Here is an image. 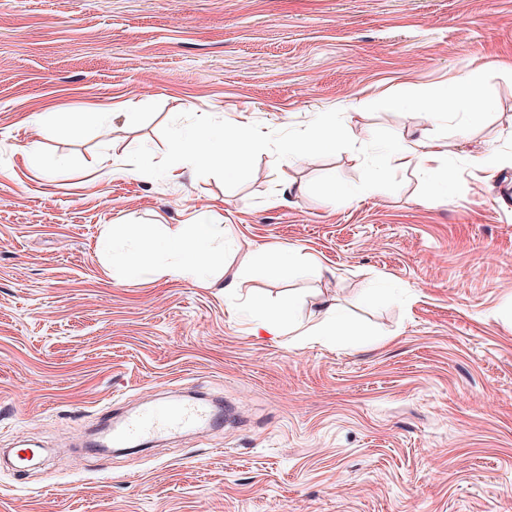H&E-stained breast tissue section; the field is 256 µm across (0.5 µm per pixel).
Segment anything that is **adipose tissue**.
<instances>
[{
    "instance_id": "adipose-tissue-1",
    "label": "adipose tissue",
    "mask_w": 512,
    "mask_h": 512,
    "mask_svg": "<svg viewBox=\"0 0 512 512\" xmlns=\"http://www.w3.org/2000/svg\"><path fill=\"white\" fill-rule=\"evenodd\" d=\"M487 71L472 68L452 84L409 98H393L389 107H408L427 114H453L468 110L471 120H479L495 107V99L486 81ZM440 155L437 144L423 140L396 142L380 150L379 163L394 162L403 167L431 170ZM224 248V227L214 215L201 212L191 224L160 225L158 231L146 235L133 225H107L99 238L98 251L105 262L136 280L144 276L187 279L200 270L205 259L217 257ZM358 336L368 344L380 343L379 333L355 329L336 305L321 304L318 322L307 332L310 342L333 344L337 340Z\"/></svg>"
}]
</instances>
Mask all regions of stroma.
<instances>
[{"label":"stroma","mask_w":512,"mask_h":512,"mask_svg":"<svg viewBox=\"0 0 512 512\" xmlns=\"http://www.w3.org/2000/svg\"><path fill=\"white\" fill-rule=\"evenodd\" d=\"M503 60L512 0H0V512H512ZM482 65L496 106L480 121L386 106ZM90 104L111 123L47 138L29 121ZM334 109L357 144L386 129L448 154L340 204L308 185L358 183L352 150L262 153L233 190L184 163L176 179L88 171L141 144L162 157L181 112L268 132ZM487 150L492 172L474 161ZM202 210L224 226L204 274L231 292L128 281L97 254L104 225L151 232ZM274 245L303 258L241 268ZM254 297L310 322L336 304L388 342L272 343ZM197 397L222 400V428L86 447L104 417Z\"/></svg>","instance_id":"35a3bbf8"}]
</instances>
